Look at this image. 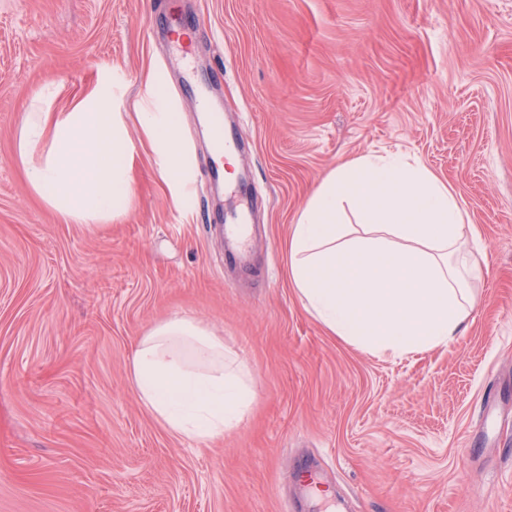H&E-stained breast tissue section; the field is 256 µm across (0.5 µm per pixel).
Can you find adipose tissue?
<instances>
[{"instance_id": "ef3b65f1", "label": "adipose tissue", "mask_w": 512, "mask_h": 512, "mask_svg": "<svg viewBox=\"0 0 512 512\" xmlns=\"http://www.w3.org/2000/svg\"><path fill=\"white\" fill-rule=\"evenodd\" d=\"M44 88L25 112L17 143L31 188L67 222L108 223L133 199L134 144L112 87L101 82L53 114ZM160 177L186 204L190 172L180 116L155 100L138 114ZM359 221L341 223L344 209ZM480 238L455 190L404 155H364L313 191L289 240L288 276L326 330L379 355L401 358L448 345L480 299ZM131 375L142 405L172 435L214 439L241 424L256 394L228 365L224 339L174 317L137 343Z\"/></svg>"}]
</instances>
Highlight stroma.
<instances>
[{
    "label": "stroma",
    "instance_id": "1",
    "mask_svg": "<svg viewBox=\"0 0 512 512\" xmlns=\"http://www.w3.org/2000/svg\"><path fill=\"white\" fill-rule=\"evenodd\" d=\"M102 76L133 201L69 224L28 184L21 117ZM159 89L193 163L184 206L137 119ZM204 96L262 201L246 271L224 266L236 193L210 190ZM387 153L448 182L483 245L466 330L403 358L329 335L288 278L315 186ZM173 316L223 336L256 393L220 439L171 435L137 397L136 342ZM0 512H512V0H0Z\"/></svg>",
    "mask_w": 512,
    "mask_h": 512
}]
</instances>
